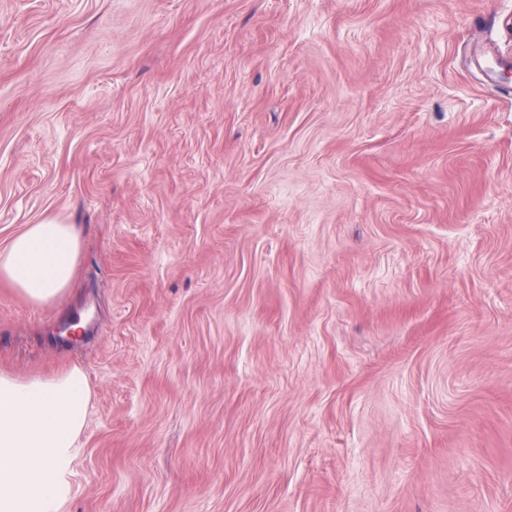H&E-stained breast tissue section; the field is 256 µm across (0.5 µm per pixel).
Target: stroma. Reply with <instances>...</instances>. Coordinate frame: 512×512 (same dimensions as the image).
Wrapping results in <instances>:
<instances>
[{"label":"stroma","instance_id":"obj_1","mask_svg":"<svg viewBox=\"0 0 512 512\" xmlns=\"http://www.w3.org/2000/svg\"><path fill=\"white\" fill-rule=\"evenodd\" d=\"M512 0H0V371L80 367L60 512H512ZM88 321L86 341L59 340ZM79 246L73 224H31L0 253V278L33 304L53 303L73 285Z\"/></svg>","mask_w":512,"mask_h":512}]
</instances>
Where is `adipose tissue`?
<instances>
[{
    "label": "adipose tissue",
    "instance_id": "ef3b65f1",
    "mask_svg": "<svg viewBox=\"0 0 512 512\" xmlns=\"http://www.w3.org/2000/svg\"><path fill=\"white\" fill-rule=\"evenodd\" d=\"M79 246L74 225H29L0 253V279L33 304L55 302L73 285ZM88 403L79 368L51 378L0 373V512H60Z\"/></svg>",
    "mask_w": 512,
    "mask_h": 512
}]
</instances>
